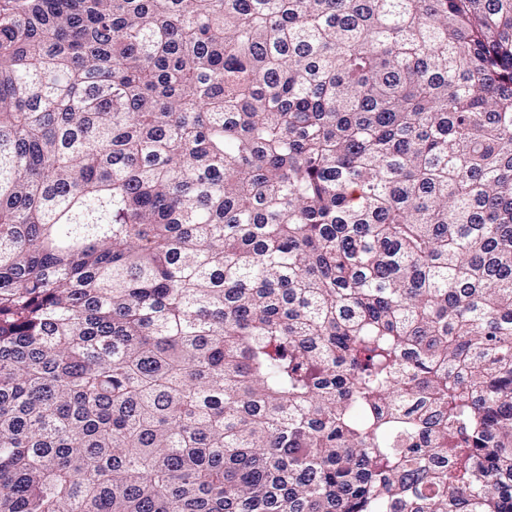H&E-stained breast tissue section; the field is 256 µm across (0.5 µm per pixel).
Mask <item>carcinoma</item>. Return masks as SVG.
Returning <instances> with one entry per match:
<instances>
[{"instance_id": "1", "label": "carcinoma", "mask_w": 512, "mask_h": 512, "mask_svg": "<svg viewBox=\"0 0 512 512\" xmlns=\"http://www.w3.org/2000/svg\"><path fill=\"white\" fill-rule=\"evenodd\" d=\"M0 512H512V0H0Z\"/></svg>"}]
</instances>
